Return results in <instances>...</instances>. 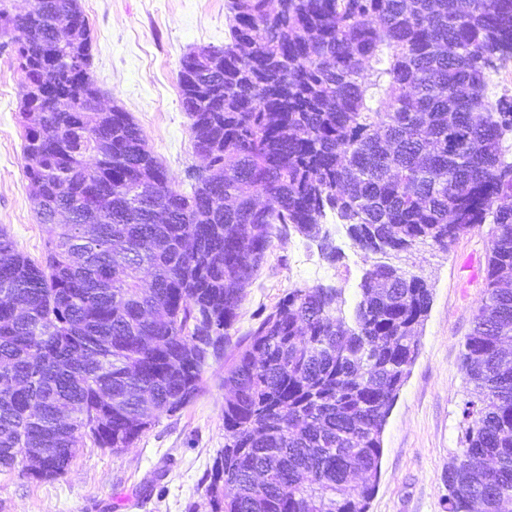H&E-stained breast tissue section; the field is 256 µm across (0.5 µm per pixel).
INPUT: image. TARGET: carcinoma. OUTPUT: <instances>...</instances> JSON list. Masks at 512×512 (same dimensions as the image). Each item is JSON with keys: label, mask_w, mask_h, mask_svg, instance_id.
<instances>
[{"label": "carcinoma", "mask_w": 512, "mask_h": 512, "mask_svg": "<svg viewBox=\"0 0 512 512\" xmlns=\"http://www.w3.org/2000/svg\"><path fill=\"white\" fill-rule=\"evenodd\" d=\"M0 0V53L50 97L21 99L25 175L57 232L40 261L0 229V471L123 451L224 363L212 512H368L382 433L432 292L373 262L449 248L489 224L485 296L466 336L462 451L448 512H512V0H229L230 42L180 61V105L207 173L182 192L141 127L101 97L79 0ZM97 209L88 210L89 203ZM370 263L342 290L291 289L229 347L273 230L341 258L326 211ZM505 84L510 86V91ZM503 95L512 98V61L498 62L489 75L488 96L495 101Z\"/></svg>", "instance_id": "cac0c4a2"}]
</instances>
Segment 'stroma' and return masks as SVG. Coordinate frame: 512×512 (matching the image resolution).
<instances>
[{"label": "stroma", "mask_w": 512, "mask_h": 512, "mask_svg": "<svg viewBox=\"0 0 512 512\" xmlns=\"http://www.w3.org/2000/svg\"><path fill=\"white\" fill-rule=\"evenodd\" d=\"M93 39L90 76L106 105L129 112L176 186L198 165L190 121L179 103L180 61L197 46L229 40V0H80ZM24 78L0 55V228L18 250L40 258L53 237L39 223L25 176L18 107ZM341 250L337 263L316 243L293 233L273 237L247 288L232 338L245 335L290 289L326 285L354 302L366 269L334 213L323 219ZM489 246L487 229L460 237L449 250L422 244L394 257L432 289L418 355L382 434L383 453L368 512H447L448 464L461 449L462 409L471 386L461 368L463 344L482 303ZM224 369L207 373L208 387L173 414L163 413L132 447L120 452L84 447L68 472L37 481L19 471L0 473V512H211L206 489L224 446Z\"/></svg>", "instance_id": "1"}]
</instances>
